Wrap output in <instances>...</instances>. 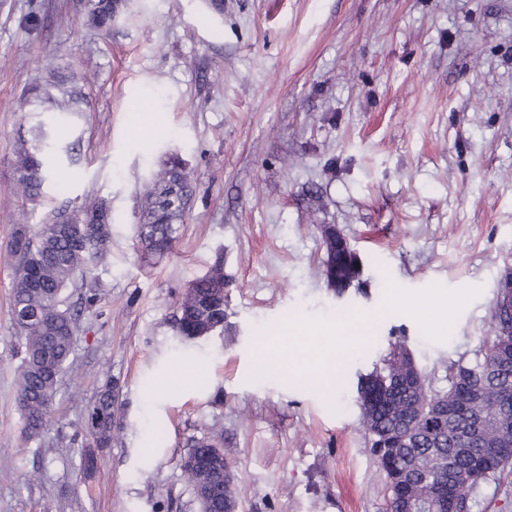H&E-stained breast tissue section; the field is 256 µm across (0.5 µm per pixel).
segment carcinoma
<instances>
[{
    "instance_id": "obj_1",
    "label": "carcinoma",
    "mask_w": 512,
    "mask_h": 512,
    "mask_svg": "<svg viewBox=\"0 0 512 512\" xmlns=\"http://www.w3.org/2000/svg\"><path fill=\"white\" fill-rule=\"evenodd\" d=\"M94 24L112 26L118 0H91ZM51 167L41 148L19 147L16 161L18 192L40 196ZM193 196L184 161L169 155L147 183L143 223L138 225L141 256L161 258L173 250L177 224L182 222ZM102 202L84 206L88 223L78 224L55 212L36 228L20 225L9 243L18 255L12 289L13 308L39 313V318L14 322L20 340L17 368V403L23 433L36 438L46 429L59 378L70 365L77 333V313L67 304L66 292L82 289L84 303L92 306L98 292L93 271L105 258L112 225L97 224ZM329 233L333 258L326 260L329 285L350 280L354 258L336 248V227ZM224 268L216 264L196 279L185 293L175 316L182 336H205L224 326ZM490 333L483 337L474 358L459 359L448 371V386L436 389L428 377L400 361L406 345L389 343L382 365L363 379L362 387L376 391L363 402L361 428L382 446L371 448L384 477L388 512H409V504L435 505V512H472L471 492L483 484L500 483L512 473V288L499 289L492 310ZM115 385L107 380L85 409L86 426L100 448L112 444L122 429L115 409ZM223 455L220 436L191 442L182 468L192 491L209 487L215 495L237 504L234 483L222 471L201 464Z\"/></svg>"
}]
</instances>
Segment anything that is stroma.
I'll return each mask as SVG.
<instances>
[{
  "mask_svg": "<svg viewBox=\"0 0 512 512\" xmlns=\"http://www.w3.org/2000/svg\"><path fill=\"white\" fill-rule=\"evenodd\" d=\"M0 0V512H198L181 460L220 434L237 512H387L361 375L404 338L438 388L473 358L512 274V0ZM54 170L16 190L19 139ZM194 188L174 251L136 250L169 154ZM112 242L50 423L21 433L18 224L89 199ZM332 224L361 267L323 269ZM224 265V326L176 303ZM336 370L331 393L296 368ZM118 382L123 431L83 477L85 406ZM92 9L90 16L94 24L101 28L107 29L112 26V19L116 14L118 0H91Z\"/></svg>",
  "mask_w": 512,
  "mask_h": 512,
  "instance_id": "1",
  "label": "stroma"
}]
</instances>
